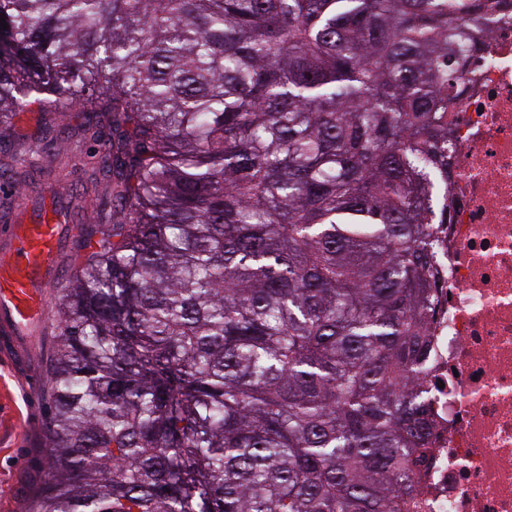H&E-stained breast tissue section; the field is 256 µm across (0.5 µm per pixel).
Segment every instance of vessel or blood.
I'll use <instances>...</instances> for the list:
<instances>
[{"mask_svg": "<svg viewBox=\"0 0 512 512\" xmlns=\"http://www.w3.org/2000/svg\"><path fill=\"white\" fill-rule=\"evenodd\" d=\"M65 200L51 207L24 204L14 224L0 229V355L27 360L48 312L43 285L57 274L56 256L71 232Z\"/></svg>", "mask_w": 512, "mask_h": 512, "instance_id": "obj_1", "label": "vessel or blood"}]
</instances>
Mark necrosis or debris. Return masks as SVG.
<instances>
[{
    "label": "necrosis or debris",
    "mask_w": 512,
    "mask_h": 512,
    "mask_svg": "<svg viewBox=\"0 0 512 512\" xmlns=\"http://www.w3.org/2000/svg\"><path fill=\"white\" fill-rule=\"evenodd\" d=\"M448 104L449 223L427 352L428 459L411 512H512V0Z\"/></svg>",
    "instance_id": "obj_1"
}]
</instances>
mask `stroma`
<instances>
[{"instance_id": "1", "label": "stroma", "mask_w": 512, "mask_h": 512, "mask_svg": "<svg viewBox=\"0 0 512 512\" xmlns=\"http://www.w3.org/2000/svg\"><path fill=\"white\" fill-rule=\"evenodd\" d=\"M82 113L57 121L49 156L41 167L11 179L13 188L8 207H0V226L12 223L21 201L63 193L76 220L97 224L112 216V194L105 188L87 195L83 192L85 167L76 163L77 153H89L93 146L80 142L75 133ZM48 337H41L29 356L26 369L0 358V512H26L28 501L44 479V423L48 418L43 403V355Z\"/></svg>"}]
</instances>
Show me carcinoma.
Masks as SVG:
<instances>
[{
    "mask_svg": "<svg viewBox=\"0 0 512 512\" xmlns=\"http://www.w3.org/2000/svg\"><path fill=\"white\" fill-rule=\"evenodd\" d=\"M455 10L0 0V144L84 113L118 216L57 284L28 512H401L481 31Z\"/></svg>",
    "mask_w": 512,
    "mask_h": 512,
    "instance_id": "cac0c4a2",
    "label": "carcinoma"
}]
</instances>
